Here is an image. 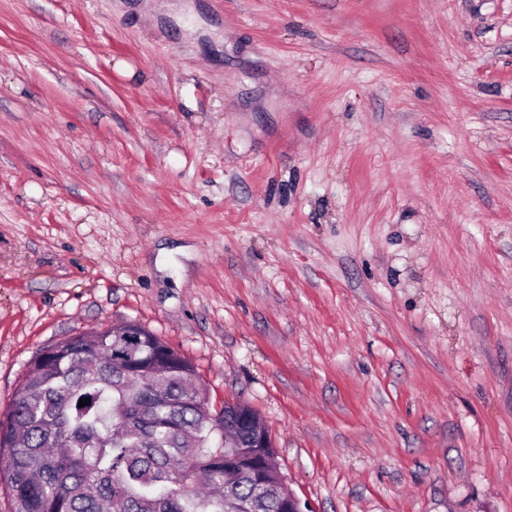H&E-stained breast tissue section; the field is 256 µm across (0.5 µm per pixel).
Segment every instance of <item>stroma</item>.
Instances as JSON below:
<instances>
[{
  "mask_svg": "<svg viewBox=\"0 0 512 512\" xmlns=\"http://www.w3.org/2000/svg\"><path fill=\"white\" fill-rule=\"evenodd\" d=\"M124 322L304 512H512V0H0V420Z\"/></svg>",
  "mask_w": 512,
  "mask_h": 512,
  "instance_id": "1",
  "label": "stroma"
}]
</instances>
